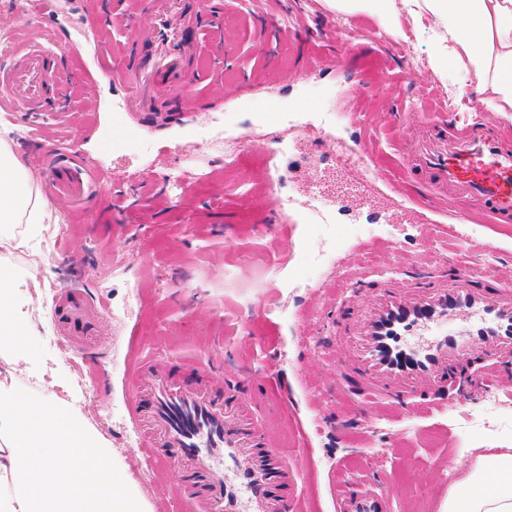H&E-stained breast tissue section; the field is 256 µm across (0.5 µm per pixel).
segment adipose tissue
Returning a JSON list of instances; mask_svg holds the SVG:
<instances>
[{"label":"adipose tissue","mask_w":512,"mask_h":512,"mask_svg":"<svg viewBox=\"0 0 512 512\" xmlns=\"http://www.w3.org/2000/svg\"><path fill=\"white\" fill-rule=\"evenodd\" d=\"M381 26L405 17L437 26L430 65L473 85L481 107L512 112V0H327ZM44 206L25 163L0 139V247L20 248L12 229L40 224ZM36 270L0 265V358L20 370V338L35 312ZM0 512H154L107 441L54 395L36 400L0 374ZM443 512H512V448L485 449L448 489Z\"/></svg>","instance_id":"adipose-tissue-1"}]
</instances>
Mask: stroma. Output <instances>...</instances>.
Segmentation results:
<instances>
[{"label":"stroma","instance_id":"obj_1","mask_svg":"<svg viewBox=\"0 0 512 512\" xmlns=\"http://www.w3.org/2000/svg\"><path fill=\"white\" fill-rule=\"evenodd\" d=\"M126 7L56 0L18 34L58 43L63 87L49 104L66 111L32 118L0 105V136L13 139L49 214L26 247H0V264L40 270L18 384L79 411L156 512L187 505L177 467L143 458L148 438L130 414L136 354L186 383L223 372L225 392L251 404L269 452L302 465L284 490L288 512H343V493L367 481L390 486L392 512H442L471 463L464 449L512 448V351L454 362L446 383L376 404L336 387L342 371L363 380L350 358L384 299L427 298L463 273L488 295L512 280V223H490L473 202L433 205L421 176L403 167V144L427 130L428 104L449 88L460 90L459 112L479 111L456 72L432 71L433 19L378 40L373 17L336 13L326 0H218L220 23L187 32L200 50L188 91L199 110L183 118L185 99L168 81L131 112L126 89L98 78L122 63V46L147 49L135 26L104 32L102 17ZM218 47L220 68L211 63ZM315 54L335 66L303 72ZM374 100L378 123L360 132L350 112ZM363 137L370 176L324 153L326 141L353 147ZM242 139L269 165L245 188L225 177L219 148ZM59 142L74 145L80 164L47 159ZM210 142L207 160L186 162ZM269 171L281 178L279 196L294 201L277 222L263 205ZM168 174L182 199L161 192ZM64 214L73 224L60 240ZM67 286L85 331L75 344L59 302Z\"/></svg>","mask_w":512,"mask_h":512}]
</instances>
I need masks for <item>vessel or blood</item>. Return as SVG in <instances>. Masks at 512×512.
Listing matches in <instances>:
<instances>
[{
  "instance_id": "obj_1",
  "label": "vessel or blood",
  "mask_w": 512,
  "mask_h": 512,
  "mask_svg": "<svg viewBox=\"0 0 512 512\" xmlns=\"http://www.w3.org/2000/svg\"><path fill=\"white\" fill-rule=\"evenodd\" d=\"M208 8L209 0H147L150 19L141 37L151 52L111 72L124 84L129 106L151 100L158 73L181 90V77L197 52L183 33L198 25ZM50 73L45 53L29 50L21 67L0 77V98L28 112L41 111ZM475 155L485 162V177L461 179L460 169ZM404 161L445 198L481 203L492 220L512 222V150L485 134L479 119L433 127L406 145ZM502 346H512V294L490 298L461 287L431 300L399 297L378 307L371 333L363 338L364 392L375 399L409 383L440 384L449 360ZM136 373L143 396L134 402L135 414L153 426L158 463L183 471L191 512H285L276 489L287 485L292 469L279 458L258 456L259 428L250 421L246 402L219 394L222 375H213L205 386H188L176 382L161 362ZM350 512H391V495L366 488Z\"/></svg>"
}]
</instances>
